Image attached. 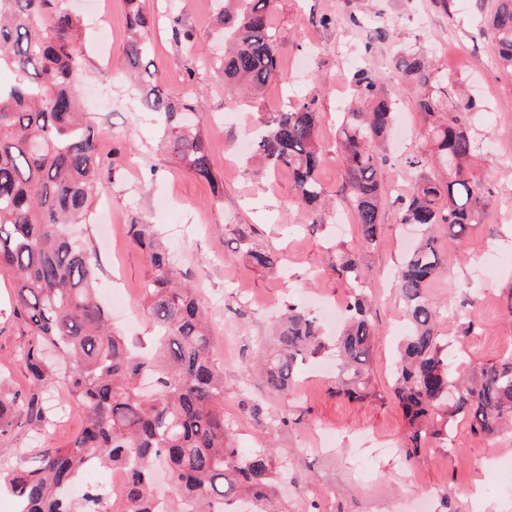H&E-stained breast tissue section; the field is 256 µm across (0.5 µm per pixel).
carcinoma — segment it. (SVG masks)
<instances>
[{
    "label": "carcinoma",
    "mask_w": 512,
    "mask_h": 512,
    "mask_svg": "<svg viewBox=\"0 0 512 512\" xmlns=\"http://www.w3.org/2000/svg\"><path fill=\"white\" fill-rule=\"evenodd\" d=\"M124 2V52L137 65L158 18L144 0ZM270 2L216 0L228 42L216 63L224 83L258 92L283 79ZM484 31L498 66L512 73V0H495ZM79 37L80 21L66 0H0V72L13 75L0 83V274L13 281L12 315L25 328L17 357L30 376L20 393L0 390V435L23 424L33 432L46 422L44 393L55 376L48 349L70 363L68 403L84 417L71 446L0 464V483L22 503V512H107L96 486L81 499L66 494L98 465L128 470L120 490L125 512H231L227 505L242 497L251 499L255 512H287L271 450L242 457L234 448L208 316L152 224L130 225V242L146 254L151 270L144 305L155 331L151 350L108 324L92 251L71 233L73 225L87 223L92 204L106 191L97 131L73 84ZM394 67L416 90L423 137L432 146L405 158L420 174L413 189L395 199L400 223L417 226L422 236L392 274L408 332L391 387L379 396L402 412L405 461L412 463L426 444L451 447L459 420L487 438L512 430V353L469 376L459 373L461 363L438 331L442 312L428 295L442 267L434 229L462 238L487 215L489 190L467 168L476 151L471 122L479 104L418 51L399 52ZM353 86L354 102L337 128L344 182L336 204L349 207L359 241L370 247L381 233L383 143L396 100L372 71L356 72ZM138 91L148 111L165 121L174 158L196 178L217 182L208 143L190 119L193 105L165 94L151 74L139 78ZM320 119L318 99L300 97L262 125L254 145L272 171L288 172L313 227L325 221ZM251 233L239 225L238 252L262 269L275 268L277 253L252 242ZM333 269L350 288L340 334L326 342L316 316L288 305L278 325V349L256 361L269 391L288 394L298 365L324 353L336 358L337 396L355 401L369 395L368 364L379 325L364 294L365 271L348 253L336 256ZM158 464L171 491V506L163 511L151 491Z\"/></svg>",
    "instance_id": "1"
}]
</instances>
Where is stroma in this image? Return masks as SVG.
Listing matches in <instances>:
<instances>
[{
    "label": "stroma",
    "mask_w": 512,
    "mask_h": 512,
    "mask_svg": "<svg viewBox=\"0 0 512 512\" xmlns=\"http://www.w3.org/2000/svg\"><path fill=\"white\" fill-rule=\"evenodd\" d=\"M146 3L159 13L176 14L193 33L192 41L180 46L168 24H160L148 36L143 64L172 98L199 100V127L221 183L211 186L179 167L167 150L163 125L141 112L123 51L124 0H68L83 25L82 65L74 75L80 105L95 122L105 168L122 174L94 202L89 223L76 229L98 260L99 299L113 325L134 341H148L152 334L142 312L150 269L129 241V226L157 225L209 313L216 363L224 373V417L238 451L247 456L274 446L291 476L281 491L288 512H308L313 503L320 512H512L498 467L499 458L512 457V433L484 439L461 421L454 429L455 453L432 443L410 465L402 454L388 455L374 445L378 439L402 442L405 422L394 404L337 398L335 371L319 372L311 364L302 367L290 394H274L252 368L258 351L273 350L274 325L286 304L315 314L320 304L347 298L349 290L328 255L353 252L368 271L366 291L380 325L370 355L371 389L387 390L405 329L391 274L414 235L400 223L391 199L417 179L404 158L428 147L411 91L394 67L402 49L427 52L481 104L472 123L478 149L470 170L491 192L490 216L464 238L439 237L443 265L430 296L457 309L455 316L441 319L440 334L449 348L463 352L467 370L512 346V314L506 308L512 292V74L498 70L493 46L478 34L494 0H449L445 6L440 0H273L270 19L284 78L249 95L225 85L213 71L224 26L212 0ZM324 16L330 25H321ZM354 58L376 73L404 119L387 145L382 183L389 200L382 207L381 238L371 247L360 243L344 207L339 210L344 231L332 224L309 228L287 174L272 173L238 153L269 114L287 111L300 96L318 95L324 120L317 144L326 155L319 179L326 197L335 198L344 172L336 151V116L352 93ZM106 67L111 76L105 80ZM242 224L255 228L257 244L279 253L278 272L252 267L235 253V231ZM12 288L9 277H0V385L22 390L27 373L15 349L24 331L10 314ZM228 326L239 336L229 348ZM46 404L50 420L37 433L0 436V463L73 440L82 417L67 404L65 379L51 384ZM283 416L289 426L274 428Z\"/></svg>",
    "instance_id": "stroma-1"
}]
</instances>
